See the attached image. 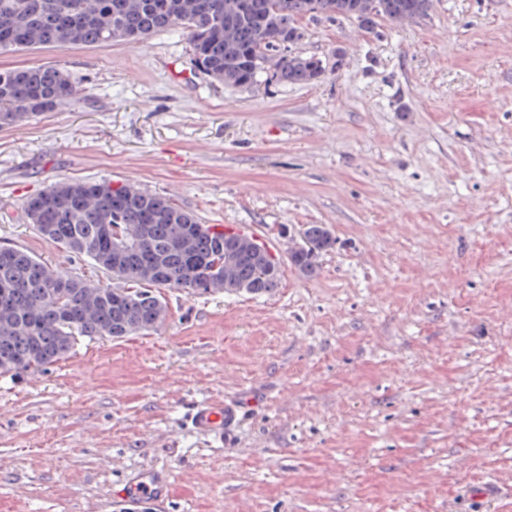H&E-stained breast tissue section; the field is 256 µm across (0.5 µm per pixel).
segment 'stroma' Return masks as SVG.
<instances>
[{"mask_svg":"<svg viewBox=\"0 0 512 512\" xmlns=\"http://www.w3.org/2000/svg\"><path fill=\"white\" fill-rule=\"evenodd\" d=\"M310 83L213 81L187 34L0 51L73 93L0 128V241L63 275L26 199L64 180L136 183L285 253L324 224L315 277L266 295L165 288L150 334L81 339L0 377V512H512V0H433L375 30L303 21ZM242 402L217 439L197 403ZM128 490L130 495L152 498L159 503L166 500L164 486L152 474H142L137 484Z\"/></svg>","mask_w":512,"mask_h":512,"instance_id":"obj_1","label":"stroma"}]
</instances>
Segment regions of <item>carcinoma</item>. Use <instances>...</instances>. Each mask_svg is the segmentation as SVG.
I'll use <instances>...</instances> for the list:
<instances>
[{"instance_id": "carcinoma-1", "label": "carcinoma", "mask_w": 512, "mask_h": 512, "mask_svg": "<svg viewBox=\"0 0 512 512\" xmlns=\"http://www.w3.org/2000/svg\"><path fill=\"white\" fill-rule=\"evenodd\" d=\"M0 0V50L40 46L138 42L181 26L196 64L227 86L255 79L252 57L262 54L272 77L288 83L317 79L310 58L277 54L275 40L293 36L310 14V0ZM381 16L420 18L431 0H381ZM331 14L359 18L363 0H322ZM69 75L33 66L0 72V128L50 112L71 93ZM112 181L67 180L38 193L33 227L62 249L88 258L113 280L102 285L63 276L31 251L0 244V375L42 372L67 359L79 339L123 338L156 330L165 320L162 288L207 293L224 287V251L240 233L221 224L197 231L198 217L158 193L119 195ZM306 251L290 258L305 277L335 239L322 224L304 228ZM123 248L115 260L112 246ZM281 261L271 251L236 252L243 291L278 287Z\"/></svg>"}]
</instances>
